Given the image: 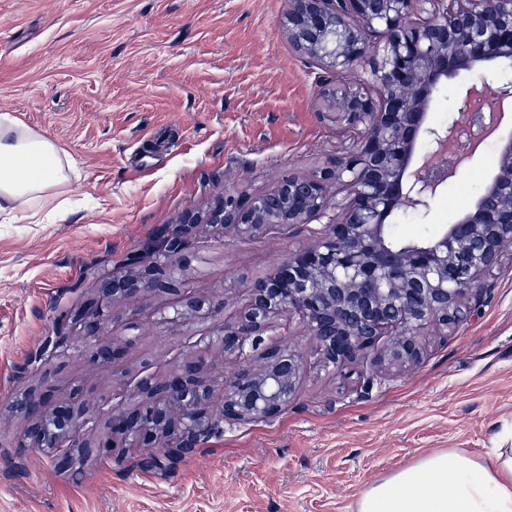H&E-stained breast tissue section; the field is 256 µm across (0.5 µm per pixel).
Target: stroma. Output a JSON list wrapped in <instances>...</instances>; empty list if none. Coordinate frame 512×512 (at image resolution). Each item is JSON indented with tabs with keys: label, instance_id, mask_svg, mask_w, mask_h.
<instances>
[{
	"label": "stroma",
	"instance_id": "35a3bbf8",
	"mask_svg": "<svg viewBox=\"0 0 512 512\" xmlns=\"http://www.w3.org/2000/svg\"><path fill=\"white\" fill-rule=\"evenodd\" d=\"M285 11V0H0V113L75 162L54 191L61 215L29 224L0 214V512H354L370 484L430 451L488 461L512 448V248L486 276L477 315L444 334L421 331L417 364L325 367L292 323L281 343L308 360L295 400L271 419L224 422L166 470L116 448L71 476L20 447L28 422L14 405L32 390L83 407L104 439L124 378L157 380L175 355L202 357L217 404L243 369L216 341L247 303L240 282L306 245L312 226L278 239L190 229L170 261L224 310L176 323L167 294L110 303L109 329L129 343L120 372L89 362L75 316L99 279L150 256L225 184L257 193L335 156L336 126L316 99L322 72L289 43ZM467 87L442 80L431 126L451 124ZM499 151L496 142L478 151L469 177L439 187L429 211L393 223L439 234L449 222L440 200L470 208Z\"/></svg>",
	"mask_w": 512,
	"mask_h": 512
}]
</instances>
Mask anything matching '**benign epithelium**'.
<instances>
[{
    "mask_svg": "<svg viewBox=\"0 0 512 512\" xmlns=\"http://www.w3.org/2000/svg\"><path fill=\"white\" fill-rule=\"evenodd\" d=\"M288 41L323 72L342 79L320 85L319 111L352 134L349 147L321 169L293 175L255 195L224 187L206 214L188 213L165 239V252L185 247L195 224L223 236L267 237L318 222L312 241L280 259L265 275L244 284L247 309L224 323V351L257 358L224 386L220 413L211 409V384L203 361H181L162 380L132 382L145 395L135 409L112 408V433L130 448H148L140 462L162 469L192 455L226 420L269 419L298 394L306 359L296 348L261 347L280 319L296 317L319 346L326 366L370 356L391 365L419 360L415 334L434 322L442 328L473 314L481 303L482 275L498 266L500 243L512 239V139L503 141L493 179L473 207L433 238L403 244L389 233L402 208L427 210L437 189L453 176L458 157L512 98V85H494L489 64L512 59V0H286ZM368 66L369 78L347 81ZM478 75L458 118L441 130L428 124L442 79ZM434 164L413 168L421 137ZM167 261L134 260L122 275L103 278L99 299L82 315L88 337L105 332L104 309L116 300L135 304L151 291L185 303L178 320L221 308L185 287ZM126 343L100 341L93 364L115 367ZM15 410L29 421L21 446L49 455L61 472L101 446L74 406H48L30 394Z\"/></svg>",
    "mask_w": 512,
    "mask_h": 512,
    "instance_id": "benign-epithelium-1",
    "label": "benign epithelium"
}]
</instances>
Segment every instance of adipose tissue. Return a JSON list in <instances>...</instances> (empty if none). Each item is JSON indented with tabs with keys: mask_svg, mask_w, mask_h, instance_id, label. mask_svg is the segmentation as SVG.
I'll return each instance as SVG.
<instances>
[{
	"mask_svg": "<svg viewBox=\"0 0 512 512\" xmlns=\"http://www.w3.org/2000/svg\"><path fill=\"white\" fill-rule=\"evenodd\" d=\"M71 168L54 142L0 113V212L38 223ZM356 512H512V448L491 462L455 448L428 453L370 485Z\"/></svg>",
	"mask_w": 512,
	"mask_h": 512,
	"instance_id": "1",
	"label": "adipose tissue"
}]
</instances>
